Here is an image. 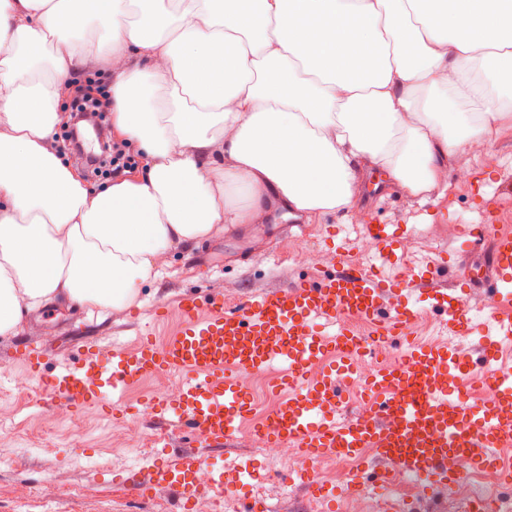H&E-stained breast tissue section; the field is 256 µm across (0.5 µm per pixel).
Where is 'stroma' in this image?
I'll list each match as a JSON object with an SVG mask.
<instances>
[{
    "mask_svg": "<svg viewBox=\"0 0 512 512\" xmlns=\"http://www.w3.org/2000/svg\"><path fill=\"white\" fill-rule=\"evenodd\" d=\"M491 147L500 157L499 167L489 171L471 154H459L457 165L473 171L470 182L450 184L445 195H431L422 203L376 187L374 178H367L363 196L370 221L414 227L407 256L413 264L434 251L452 250L454 225L482 223L487 211L502 209L512 226V122L494 136ZM288 223L283 211L271 207L260 224L232 226L223 237L197 248L172 250L162 262V277L143 285L123 312L51 305L25 316L14 333L0 335V361L11 364L0 373V448L14 457L11 466L0 467V512H171L172 489L156 486L154 501L145 503L122 482L126 428H134L148 442L163 433V425L144 416L129 426L86 411L79 415L80 429H73L68 420L37 406L35 382L16 387L15 379L23 373L21 363L12 360L19 339L27 337L48 358L59 359L83 350L88 336L133 342L151 324L155 304L175 305L190 290L219 295L229 309L246 293L335 271L336 256L324 241L330 224L349 226V261L366 266L373 260V248L352 231L353 220L344 213L320 216L299 229H289ZM20 483L34 486L36 496L16 499L14 489ZM347 503L340 492L334 507H327L314 500L308 485L286 481L281 472L265 483L267 512H347Z\"/></svg>",
    "mask_w": 512,
    "mask_h": 512,
    "instance_id": "obj_1",
    "label": "stroma"
}]
</instances>
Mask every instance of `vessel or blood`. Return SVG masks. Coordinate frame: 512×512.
<instances>
[{"label":"vessel or blood","mask_w":512,"mask_h":512,"mask_svg":"<svg viewBox=\"0 0 512 512\" xmlns=\"http://www.w3.org/2000/svg\"><path fill=\"white\" fill-rule=\"evenodd\" d=\"M456 233L464 251L492 240L497 275L490 289L497 305L471 310L457 288L435 284L434 270L448 265L444 253L407 276L385 273V263L405 251L412 235L402 224L369 223L362 237L374 248L376 263H350L345 247H338L336 272L248 296L231 312L222 298L190 292L175 307L157 305L158 319L178 316V328L165 342L146 336L131 347H100L54 363L35 352L25 357V372L37 382L44 408L96 409L115 421L130 411L124 396L131 384L177 374V395L152 392L141 405L174 432L189 435L196 452L156 467L154 482L143 481L135 470L124 479L139 495L156 483L170 486L174 512H195L201 493L192 481L194 470L206 462L207 451L234 441L253 412L244 377L273 369L276 401L255 423L256 434L271 447L312 461L331 452L355 458L344 483L351 496L386 483V474L369 477L358 461L371 448L393 471L414 477L416 501L432 500L464 473L497 466L494 450L512 436V367L492 373L489 400L470 404L450 373L456 358L447 345L414 336L415 318L429 310L449 335L478 333L512 342V316L500 308L512 301V233L493 222L460 224ZM345 313L362 317L378 341L397 343L400 354L399 362L378 363L368 375L366 410L357 417L342 415L343 392L336 383L337 364L350 371L360 358L339 321ZM452 459L458 468H449ZM254 471L248 459L229 470L211 466V495L234 492L245 512H262L249 492Z\"/></svg>","instance_id":"vessel-or-blood-1"}]
</instances>
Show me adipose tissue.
Masks as SVG:
<instances>
[{"label":"adipose tissue","mask_w":512,"mask_h":512,"mask_svg":"<svg viewBox=\"0 0 512 512\" xmlns=\"http://www.w3.org/2000/svg\"><path fill=\"white\" fill-rule=\"evenodd\" d=\"M512 0H0V335L52 302L130 307L172 249L256 223L361 219L374 174L447 191L512 118ZM110 48L142 174L92 192L51 148Z\"/></svg>","instance_id":"obj_1"}]
</instances>
